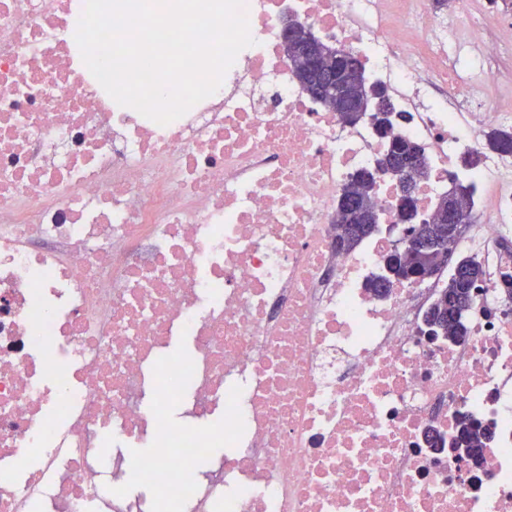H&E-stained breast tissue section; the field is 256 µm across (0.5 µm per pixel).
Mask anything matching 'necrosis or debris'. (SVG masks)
<instances>
[{"mask_svg": "<svg viewBox=\"0 0 512 512\" xmlns=\"http://www.w3.org/2000/svg\"><path fill=\"white\" fill-rule=\"evenodd\" d=\"M454 3L245 0L253 45L161 125L75 65L73 0H0V512H512V153L487 142L512 130V21ZM287 17L390 86L422 214L475 184L466 336L424 333L447 272L376 294L391 238L338 248L385 141L302 88ZM464 415L495 433L471 472L423 442Z\"/></svg>", "mask_w": 512, "mask_h": 512, "instance_id": "necrosis-or-debris-1", "label": "necrosis or debris"}]
</instances>
